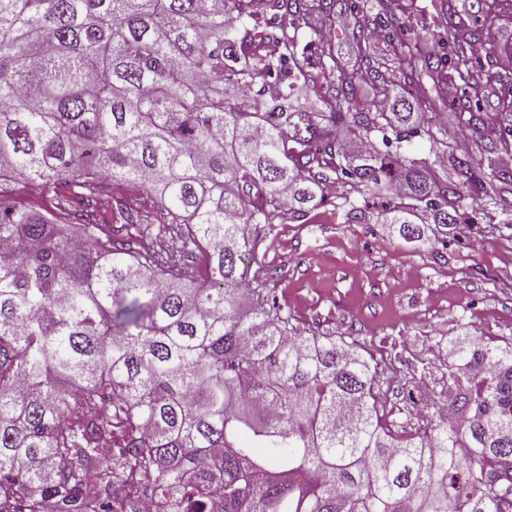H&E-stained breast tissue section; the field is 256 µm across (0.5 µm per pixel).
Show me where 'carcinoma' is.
Masks as SVG:
<instances>
[{
    "label": "carcinoma",
    "mask_w": 512,
    "mask_h": 512,
    "mask_svg": "<svg viewBox=\"0 0 512 512\" xmlns=\"http://www.w3.org/2000/svg\"><path fill=\"white\" fill-rule=\"evenodd\" d=\"M403 80L422 62L434 84L464 87L453 105L477 120L469 91L479 29L440 8L449 51L398 39ZM315 16L280 29L277 54L244 49L261 14ZM333 0H0V181L55 189L53 209L80 226L75 244L45 214L0 193V512H112L156 496L164 512H512L493 470L512 480V344L470 336L448 362V424L395 434L377 407L376 367L334 336H303L259 288L240 291L251 224L301 218L328 173L339 207L389 192L386 223L405 240L427 223H461L485 181L469 146L379 102L396 94L390 59L356 21V68L294 105L320 71L299 51L326 37ZM370 78L373 107L359 109ZM382 135L385 150L370 147ZM429 142L468 186L439 187L404 145ZM154 193L126 209L118 186ZM174 231L165 249L127 227ZM114 444L107 461L103 443Z\"/></svg>",
    "instance_id": "carcinoma-1"
}]
</instances>
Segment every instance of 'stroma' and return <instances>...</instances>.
Returning <instances> with one entry per match:
<instances>
[{
    "instance_id": "obj_1",
    "label": "stroma",
    "mask_w": 512,
    "mask_h": 512,
    "mask_svg": "<svg viewBox=\"0 0 512 512\" xmlns=\"http://www.w3.org/2000/svg\"><path fill=\"white\" fill-rule=\"evenodd\" d=\"M429 2L392 4L407 23L403 40L425 54L436 53L443 37ZM363 3L335 0L329 43L342 72L354 66L353 27ZM415 77L426 90L415 111L441 129L458 127L450 98L427 73ZM477 103L485 122L462 140L475 160L488 158L491 146L489 158L501 163L506 152L496 142L512 122V89L481 83ZM495 196L479 223L449 225L440 237L428 224L424 241L412 243L391 225L347 221L331 198L304 218L250 225L256 246L244 262L261 274L269 303L305 335L340 337L373 356L383 411L396 431L436 424L450 342L479 333L512 343V227L501 222L512 211V183L499 184Z\"/></svg>"
}]
</instances>
